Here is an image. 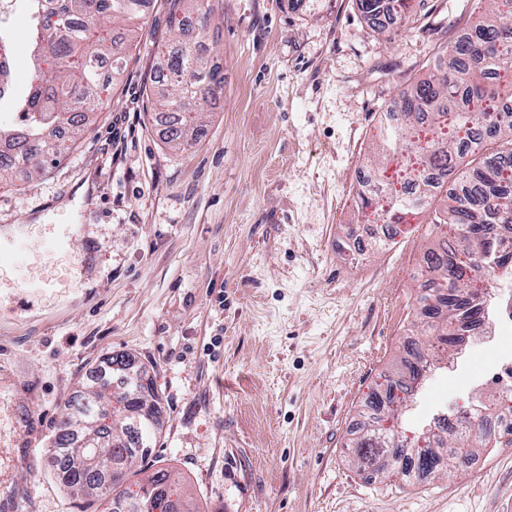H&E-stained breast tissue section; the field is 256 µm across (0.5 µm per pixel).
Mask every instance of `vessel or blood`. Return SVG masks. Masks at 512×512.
Listing matches in <instances>:
<instances>
[{
  "label": "vessel or blood",
  "mask_w": 512,
  "mask_h": 512,
  "mask_svg": "<svg viewBox=\"0 0 512 512\" xmlns=\"http://www.w3.org/2000/svg\"><path fill=\"white\" fill-rule=\"evenodd\" d=\"M81 230L78 224L58 225L54 235L36 249L20 228L10 225L0 227V280L10 282L8 288L0 290V305L12 306L16 297L22 294L46 298L55 296L58 292L55 281H23L15 279L13 273L23 263L31 266L59 258L65 259L68 265L86 267V258L73 247L75 237Z\"/></svg>",
  "instance_id": "vessel-or-blood-1"
}]
</instances>
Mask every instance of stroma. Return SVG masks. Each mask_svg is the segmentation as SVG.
<instances>
[{"mask_svg": "<svg viewBox=\"0 0 512 512\" xmlns=\"http://www.w3.org/2000/svg\"><path fill=\"white\" fill-rule=\"evenodd\" d=\"M202 40L224 91L193 146L167 141L148 95L177 28L153 0L120 81L70 151L33 184L0 182V225L43 240L91 225L95 273L21 269L56 280L55 300L0 308V475L21 512H104L54 476L52 442L93 373L116 353L151 379L157 445L129 484L166 467L197 512H512V446L453 478L405 486L350 463L359 410L402 354L426 225L387 247L357 220L359 173L379 115L427 71L432 46L471 0H411L386 34L355 0L310 14L291 0H204ZM26 5L6 38L22 94L33 75ZM488 358L466 350L448 391L418 395L413 435L442 402L472 399Z\"/></svg>", "mask_w": 512, "mask_h": 512, "instance_id": "stroma-1", "label": "stroma"}]
</instances>
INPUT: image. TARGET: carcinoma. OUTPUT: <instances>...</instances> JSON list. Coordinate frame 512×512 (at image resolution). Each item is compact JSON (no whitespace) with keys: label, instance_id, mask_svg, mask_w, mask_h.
<instances>
[{"label":"carcinoma","instance_id":"1","mask_svg":"<svg viewBox=\"0 0 512 512\" xmlns=\"http://www.w3.org/2000/svg\"><path fill=\"white\" fill-rule=\"evenodd\" d=\"M25 2L35 76L15 104L16 128H0V143L12 151L10 163L0 165V178L19 170L31 182L62 154L56 133L77 136L98 110L104 65L110 64L114 81L125 71V54L118 48L123 36L114 24L144 18L151 0ZM472 2L473 17L461 32L434 49L425 76L380 115L370 163L384 193L364 189L355 198L359 214L384 224H406L426 213L428 235L435 237L422 256L413 359L404 355L395 362L393 377L382 384L389 395L383 415L363 414L352 445L358 467L375 477L396 472L411 481L450 474L487 448L512 444V420L502 434L486 427L463 435L429 430L408 441L398 432L422 372L448 359L458 331L484 318L468 272L512 267V239L486 232L489 224L512 230V0ZM356 5L372 22L391 11L395 23L412 19L408 0H356ZM170 6L182 16L179 38L160 59L152 96L158 114L172 119L170 142L185 146L196 136L200 114L223 89L224 74L189 23L193 14L207 20L201 0H170ZM426 169L445 172L457 184L439 211L431 206L443 183L426 181ZM113 397V381L99 380L84 402L65 413L55 441L63 455L58 480L87 497L140 502L147 512H194L167 469L156 470L134 490L126 484L129 466L156 446L157 431L128 416L113 420L103 438L82 427ZM144 407L159 417V396L149 382L126 400L129 410Z\"/></svg>","mask_w":512,"mask_h":512}]
</instances>
